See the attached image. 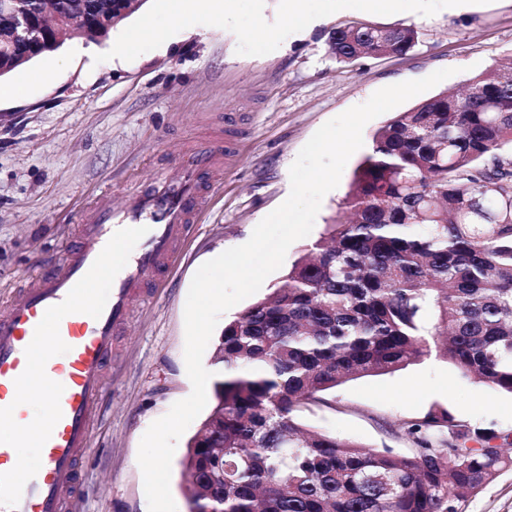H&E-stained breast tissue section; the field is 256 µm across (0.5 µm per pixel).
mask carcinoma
Here are the masks:
<instances>
[{"label": "carcinoma", "instance_id": "cac0c4a2", "mask_svg": "<svg viewBox=\"0 0 512 512\" xmlns=\"http://www.w3.org/2000/svg\"><path fill=\"white\" fill-rule=\"evenodd\" d=\"M65 40L104 37L112 0H87ZM412 26L336 24L341 62L409 53ZM53 49L0 52V77ZM337 219L280 287L224 325L215 405L183 461L190 512H459L512 469V429L444 409L407 423L412 447L367 448L299 414L350 381L432 355L512 394V66L395 113L373 136Z\"/></svg>", "mask_w": 512, "mask_h": 512}]
</instances>
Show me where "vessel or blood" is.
Here are the masks:
<instances>
[{"instance_id": "1", "label": "vessel or blood", "mask_w": 512, "mask_h": 512, "mask_svg": "<svg viewBox=\"0 0 512 512\" xmlns=\"http://www.w3.org/2000/svg\"><path fill=\"white\" fill-rule=\"evenodd\" d=\"M248 132L226 117L223 135L131 192L123 213L97 195L76 241L0 305V512H72L115 338L170 270ZM31 439L40 461L28 467L19 450Z\"/></svg>"}]
</instances>
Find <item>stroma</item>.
Instances as JSON below:
<instances>
[{
	"instance_id": "stroma-1",
	"label": "stroma",
	"mask_w": 512,
	"mask_h": 512,
	"mask_svg": "<svg viewBox=\"0 0 512 512\" xmlns=\"http://www.w3.org/2000/svg\"><path fill=\"white\" fill-rule=\"evenodd\" d=\"M304 9L315 26L289 14L288 0H229L225 11L199 6L178 19L171 0H144L105 39L71 41L0 78L22 89L0 99V303L40 260L61 253L95 193L109 191L121 206L130 187L153 179L157 163L177 165L186 144L212 135L224 113L250 130L174 270L116 338L77 512H149L138 448L150 424L192 390L184 360L191 281L203 263L246 243L286 200L289 169L316 130L385 86L449 68L452 76L435 90H456L512 55V0H463L456 9L448 0L371 8L349 0L341 12L333 0H305ZM346 20L411 25L417 43L402 57L343 63L329 53L326 33ZM385 122L381 115L365 125L362 147L287 261L343 216L353 172ZM434 406L475 427L512 428L511 394L435 357L337 387L300 421L369 448L402 451L410 445L406 422ZM459 506L512 512V469Z\"/></svg>"
}]
</instances>
